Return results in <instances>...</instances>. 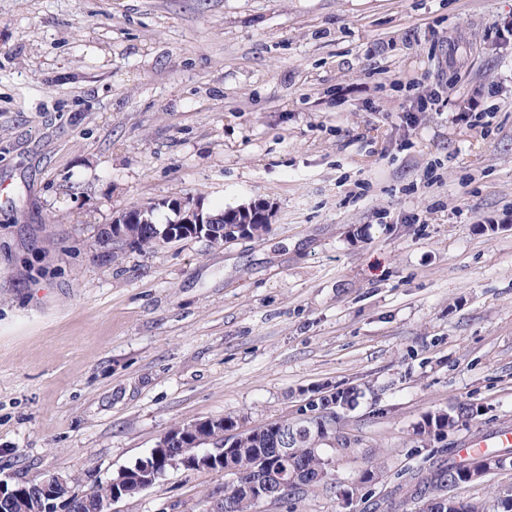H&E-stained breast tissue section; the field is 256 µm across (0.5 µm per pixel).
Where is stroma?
Here are the masks:
<instances>
[{
	"label": "stroma",
	"instance_id": "1",
	"mask_svg": "<svg viewBox=\"0 0 512 512\" xmlns=\"http://www.w3.org/2000/svg\"><path fill=\"white\" fill-rule=\"evenodd\" d=\"M506 17L512 0H0V479L88 492L174 423L253 427L356 386L335 487L269 512H366L426 411L479 406L457 448L512 428ZM412 77L502 86L492 133L438 112L406 133ZM171 198L273 217L111 259L100 228L153 202L166 223ZM232 481L171 469L108 512H203Z\"/></svg>",
	"mask_w": 512,
	"mask_h": 512
}]
</instances>
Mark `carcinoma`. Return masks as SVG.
<instances>
[{
    "label": "carcinoma",
    "instance_id": "cac0c4a2",
    "mask_svg": "<svg viewBox=\"0 0 512 512\" xmlns=\"http://www.w3.org/2000/svg\"><path fill=\"white\" fill-rule=\"evenodd\" d=\"M208 229L212 242L224 241L225 233H244L247 237L258 239L268 230L266 224H211ZM126 239L115 244L112 258L127 248H153L173 240L188 238L186 227L182 224H157L154 233H147L145 226L128 225L124 230ZM362 391L356 387L345 390L317 392V398L300 405L297 414L303 417L288 419V429L294 433L288 453H280L278 422L254 426L246 431H238L233 418L218 419L213 424L202 426L191 433L185 430V424L178 423L163 435L167 451L178 458L195 455L204 443L210 439L214 444L226 449L224 466L227 474L240 479L253 475L257 466L265 464L270 474H276L287 467L296 471L300 477V488L290 495L280 498L279 503L288 504L302 500L319 490L328 489L332 481L322 476L324 459H337L355 454L357 439L349 433V416L346 410L352 408ZM479 409L472 403H459L449 410L436 409L425 412L418 423L416 435L424 442L428 452L420 462L408 465L395 473L394 485L375 503V512H405L406 506L417 503L421 495L429 490L445 496L448 506L443 512H512V487L501 486L494 490L493 496L482 500H465L448 488V483H467L471 457L460 455V450L444 444L448 434L459 423L478 415ZM328 427V433L336 435V447L321 449V426ZM442 444V450L431 449L432 444ZM39 481L25 484L26 490L7 502L0 504V512H43L38 506ZM83 499L94 501L100 512H108L112 505V482L108 481L92 491L81 495ZM224 512H254L251 498L244 494L227 493L224 497Z\"/></svg>",
    "mask_w": 512,
    "mask_h": 512
}]
</instances>
